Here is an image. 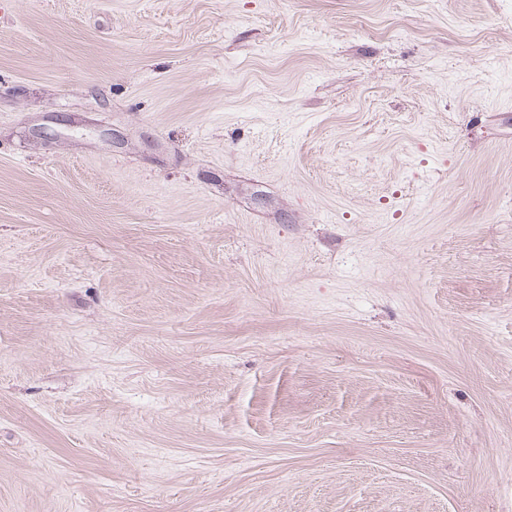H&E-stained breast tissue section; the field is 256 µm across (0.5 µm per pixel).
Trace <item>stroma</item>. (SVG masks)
Here are the masks:
<instances>
[{
    "label": "stroma",
    "mask_w": 512,
    "mask_h": 512,
    "mask_svg": "<svg viewBox=\"0 0 512 512\" xmlns=\"http://www.w3.org/2000/svg\"><path fill=\"white\" fill-rule=\"evenodd\" d=\"M0 512H512V0H0Z\"/></svg>",
    "instance_id": "1"
}]
</instances>
